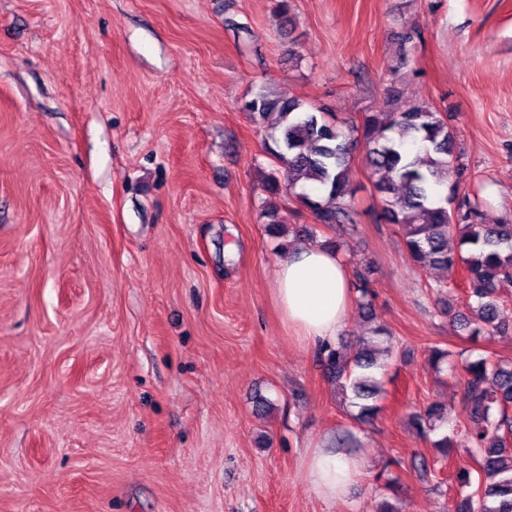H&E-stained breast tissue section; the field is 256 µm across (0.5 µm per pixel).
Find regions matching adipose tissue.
<instances>
[{
	"mask_svg": "<svg viewBox=\"0 0 512 512\" xmlns=\"http://www.w3.org/2000/svg\"><path fill=\"white\" fill-rule=\"evenodd\" d=\"M274 297L285 321L305 345L335 340L353 303L350 274L338 256L316 244L278 261ZM360 460L330 450L315 451L307 477L319 496H344L360 475Z\"/></svg>",
	"mask_w": 512,
	"mask_h": 512,
	"instance_id": "adipose-tissue-1",
	"label": "adipose tissue"
}]
</instances>
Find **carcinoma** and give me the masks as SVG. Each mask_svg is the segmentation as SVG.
Here are the masks:
<instances>
[{
	"label": "carcinoma",
	"instance_id": "obj_1",
	"mask_svg": "<svg viewBox=\"0 0 512 512\" xmlns=\"http://www.w3.org/2000/svg\"><path fill=\"white\" fill-rule=\"evenodd\" d=\"M239 109L266 133L268 152L288 168L281 182L276 173L262 178L267 197L291 194L309 211L316 224L293 231L309 241L322 226L355 229L358 212L353 206L351 186V133H358L365 151L367 169L377 177L374 188L380 195L375 218L401 229L403 243L419 271L460 266L470 315L461 327L475 340L512 329V311L496 298L497 284L512 280V224H483L476 204L459 199L460 187L450 179V163L456 150V133L448 117L423 100L406 102L393 112H366L359 126L325 112H317L295 99L285 98L261 87L241 100ZM269 235H285L287 218L267 205L263 209ZM467 255L448 248L451 234ZM353 288L360 313L375 321L368 335L348 356L339 346L325 344L318 358L335 378L341 393L350 392V405L358 408L356 420H370L382 410L384 393L376 374L384 369L382 356L394 348L389 328L376 320L369 299L368 279L358 272ZM450 353L432 346L427 364L441 372ZM461 411L475 424L463 440L477 455L478 478L458 475L460 488L469 489L457 501L455 512H512V360L494 364L480 357L464 365ZM416 430L426 436L448 426L447 405L432 400L412 415ZM437 455L446 459L457 447L446 433L432 442Z\"/></svg>",
	"mask_w": 512,
	"mask_h": 512
}]
</instances>
